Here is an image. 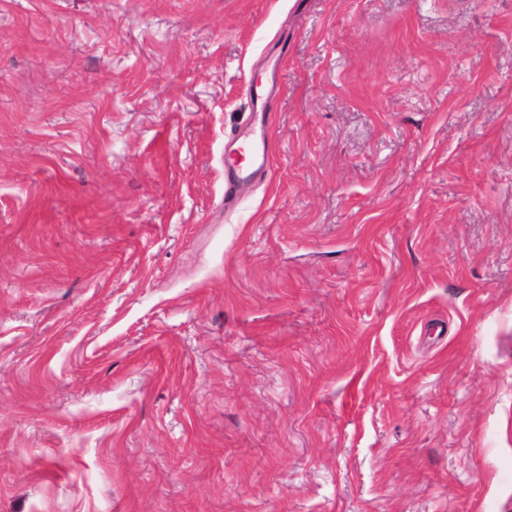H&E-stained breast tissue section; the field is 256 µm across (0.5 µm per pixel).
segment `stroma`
Masks as SVG:
<instances>
[{"mask_svg":"<svg viewBox=\"0 0 512 512\" xmlns=\"http://www.w3.org/2000/svg\"><path fill=\"white\" fill-rule=\"evenodd\" d=\"M0 512H512V0H0Z\"/></svg>","mask_w":512,"mask_h":512,"instance_id":"1","label":"stroma"}]
</instances>
